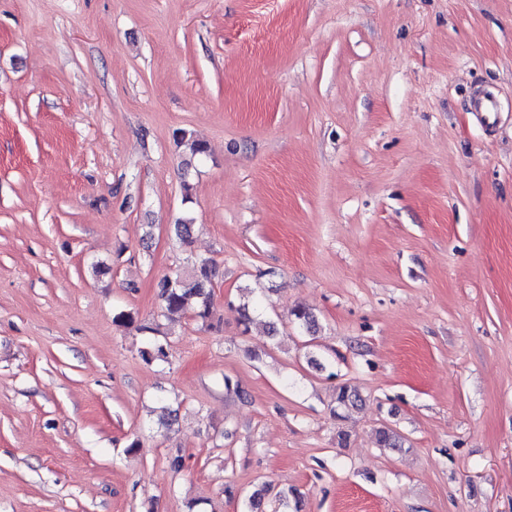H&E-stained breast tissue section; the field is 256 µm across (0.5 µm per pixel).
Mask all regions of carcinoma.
<instances>
[{"mask_svg": "<svg viewBox=\"0 0 512 512\" xmlns=\"http://www.w3.org/2000/svg\"><path fill=\"white\" fill-rule=\"evenodd\" d=\"M176 140L178 144L186 147L193 157H200L207 153L204 142L189 137L183 130L176 132ZM216 275V264L213 260L198 258L193 262L191 277L166 276L160 279L156 288L163 315L174 320L183 317L190 309L195 319L204 324L211 323L213 305L210 287ZM335 402L340 408L356 409L362 403V397L355 389L342 384L336 387ZM376 440L382 448H401L404 443L403 437L387 425L376 430ZM271 491L272 485L267 484L261 490L254 492L248 499L247 512H264V501Z\"/></svg>", "mask_w": 512, "mask_h": 512, "instance_id": "1", "label": "carcinoma"}]
</instances>
